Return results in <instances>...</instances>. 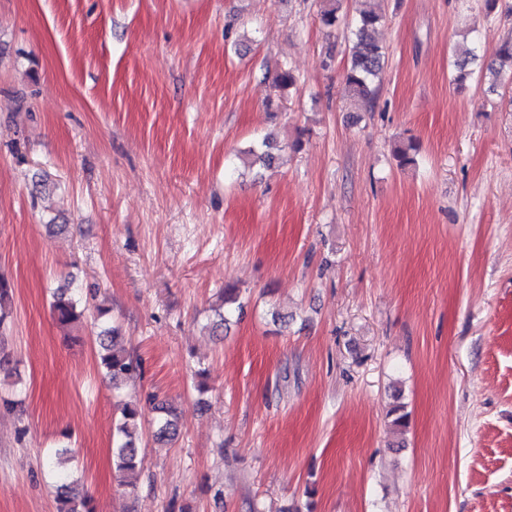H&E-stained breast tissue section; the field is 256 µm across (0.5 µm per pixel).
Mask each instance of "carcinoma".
I'll list each match as a JSON object with an SVG mask.
<instances>
[{
    "label": "carcinoma",
    "mask_w": 512,
    "mask_h": 512,
    "mask_svg": "<svg viewBox=\"0 0 512 512\" xmlns=\"http://www.w3.org/2000/svg\"><path fill=\"white\" fill-rule=\"evenodd\" d=\"M340 8V0H326V5L320 13L322 24L328 28L335 26ZM380 21L381 16L368 9L360 12L355 26L356 42L349 70L345 74V82L351 104L356 108L372 105L376 95L375 82L383 72L385 53L370 35ZM507 82L512 83V41H506L496 48L495 58L486 65L484 73V84L491 91ZM419 150V144L410 140L396 147L394 157L399 166H410L416 163ZM12 299V288L0 277V327L4 324ZM51 308L56 322L65 327L80 320L85 306L78 293L69 287H60L53 292ZM96 312L97 317L103 320L97 334L100 366L115 386L134 377L139 368L138 361L120 344L116 327L109 324L111 308L98 305ZM147 409L154 413L150 424L156 440L163 442L173 438L179 428L175 411L166 403L157 400L153 394L147 395L144 403H124L113 435V466L118 485L128 489L132 494L137 490V477L141 466L137 442ZM45 465L54 471L55 512H94L91 499L80 489V480L74 476L73 471L56 469L57 461L51 455L46 458Z\"/></svg>",
    "instance_id": "carcinoma-1"
}]
</instances>
